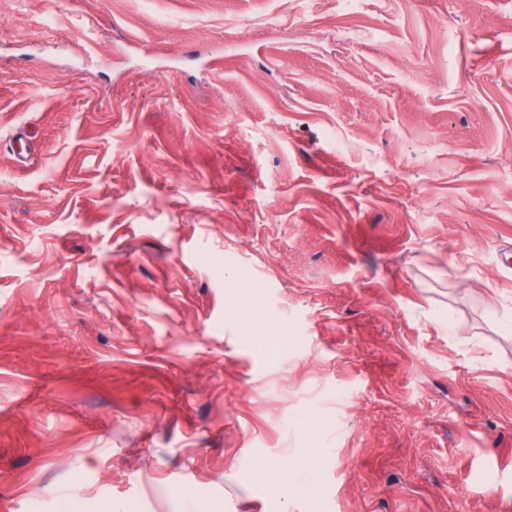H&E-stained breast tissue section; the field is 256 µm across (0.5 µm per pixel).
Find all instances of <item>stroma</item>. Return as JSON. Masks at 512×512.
I'll list each match as a JSON object with an SVG mask.
<instances>
[{
  "label": "stroma",
  "instance_id": "stroma-1",
  "mask_svg": "<svg viewBox=\"0 0 512 512\" xmlns=\"http://www.w3.org/2000/svg\"><path fill=\"white\" fill-rule=\"evenodd\" d=\"M509 244L512 0H0V512H512ZM258 475L262 483L267 487L283 490L288 488L290 471L287 465L280 463H264L260 466Z\"/></svg>",
  "mask_w": 512,
  "mask_h": 512
}]
</instances>
